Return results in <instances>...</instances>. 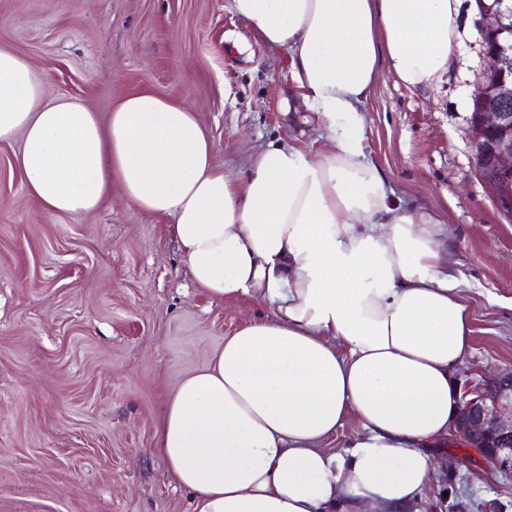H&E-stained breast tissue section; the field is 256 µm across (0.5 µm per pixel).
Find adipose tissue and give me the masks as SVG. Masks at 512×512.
Listing matches in <instances>:
<instances>
[{
  "mask_svg": "<svg viewBox=\"0 0 512 512\" xmlns=\"http://www.w3.org/2000/svg\"><path fill=\"white\" fill-rule=\"evenodd\" d=\"M461 0H233L263 42L286 48L321 145L269 143L245 182L216 165L184 102L123 97L107 121L49 98L24 55L0 46V142L50 215L80 219L112 188L171 233L209 297L254 298L268 316L225 337L166 400L156 452L193 512H407L454 438L455 375L474 320L448 232L409 213L366 157L362 108L388 67L437 85ZM361 432L324 448L347 419Z\"/></svg>",
  "mask_w": 512,
  "mask_h": 512,
  "instance_id": "obj_1",
  "label": "adipose tissue"
}]
</instances>
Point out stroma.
<instances>
[{"label": "stroma", "mask_w": 512, "mask_h": 512, "mask_svg": "<svg viewBox=\"0 0 512 512\" xmlns=\"http://www.w3.org/2000/svg\"><path fill=\"white\" fill-rule=\"evenodd\" d=\"M480 42L462 6L443 81L412 89L384 68L364 105L366 153L388 190L448 228L474 318L461 386L512 369V219L471 144ZM0 45L28 57L50 96L103 119L134 91L186 101L240 181L269 142L321 143L287 50L257 38L232 0H0ZM21 146L0 142V512H192L154 451L165 400L269 309L196 288L167 219L120 190L79 220L45 214L17 167ZM437 455L445 469L418 512H512V473L464 446Z\"/></svg>", "instance_id": "obj_1"}]
</instances>
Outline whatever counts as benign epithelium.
Segmentation results:
<instances>
[{"label":"benign epithelium","mask_w":512,"mask_h":512,"mask_svg":"<svg viewBox=\"0 0 512 512\" xmlns=\"http://www.w3.org/2000/svg\"><path fill=\"white\" fill-rule=\"evenodd\" d=\"M477 24L486 60L484 73L496 74L489 85L481 76L472 94V151L475 167L500 212L512 218V68L503 39L512 34V0L497 9H480ZM457 432L478 457L502 472H512V371L463 389Z\"/></svg>","instance_id":"benign-epithelium-1"}]
</instances>
